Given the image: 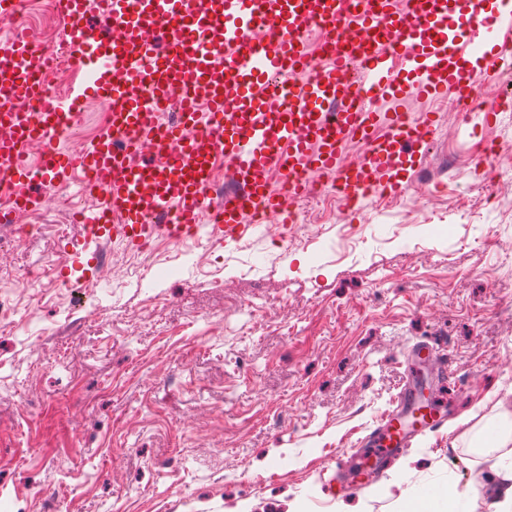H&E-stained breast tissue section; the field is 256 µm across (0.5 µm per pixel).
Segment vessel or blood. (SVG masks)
<instances>
[{"instance_id": "obj_1", "label": "vessel or blood", "mask_w": 512, "mask_h": 512, "mask_svg": "<svg viewBox=\"0 0 512 512\" xmlns=\"http://www.w3.org/2000/svg\"><path fill=\"white\" fill-rule=\"evenodd\" d=\"M85 4L60 0L63 34L85 93L112 106L108 129L81 151H61L79 115L45 84L46 61L31 54L29 37L11 36L0 55V167L10 171L19 209L38 204L35 182L47 197L74 182L103 189L99 211L83 219L81 252L93 276L104 241L140 250L159 235L188 241L204 233L227 245L251 232L247 219L258 208L286 223L313 172L330 177L351 208L371 195H404L435 120L385 112L381 103L408 86L460 96L494 86L512 51V0L494 10L487 0H105L98 25L86 20ZM311 25L335 33L336 43L308 75L309 49L295 33ZM174 100L177 122H161ZM33 102L35 114L24 109ZM353 139L366 150L347 165L341 156ZM220 163L234 190L216 206L209 189ZM413 357L436 385L426 393L406 380L364 437L370 463L358 485L382 476L447 412L446 359L425 343Z\"/></svg>"}]
</instances>
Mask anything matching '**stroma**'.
Instances as JSON below:
<instances>
[{
	"label": "stroma",
	"instance_id": "obj_1",
	"mask_svg": "<svg viewBox=\"0 0 512 512\" xmlns=\"http://www.w3.org/2000/svg\"><path fill=\"white\" fill-rule=\"evenodd\" d=\"M396 110L434 113L414 184L358 222L327 187L304 222L227 246L120 240L78 289L42 278L84 239L50 198L18 236L0 223V512H394L406 489L478 480L471 448L512 420V104L475 129L452 91ZM499 151L481 167L478 139ZM448 356V420L362 490L333 483L399 393L408 353Z\"/></svg>",
	"mask_w": 512,
	"mask_h": 512
}]
</instances>
